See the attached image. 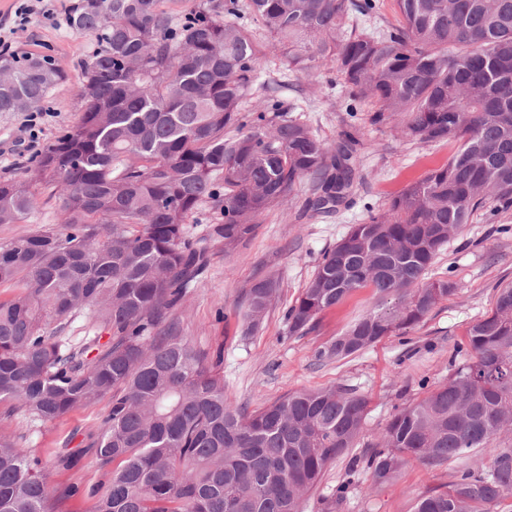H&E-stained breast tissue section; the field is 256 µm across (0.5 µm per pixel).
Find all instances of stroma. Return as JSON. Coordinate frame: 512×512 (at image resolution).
I'll use <instances>...</instances> for the list:
<instances>
[{
	"instance_id": "35a3bbf8",
	"label": "stroma",
	"mask_w": 512,
	"mask_h": 512,
	"mask_svg": "<svg viewBox=\"0 0 512 512\" xmlns=\"http://www.w3.org/2000/svg\"><path fill=\"white\" fill-rule=\"evenodd\" d=\"M21 0H0V36L10 38L15 51L52 56L67 78L52 90L45 116L36 129L27 126L24 112H0V176L29 165L80 115L79 64L101 46L92 35L74 33L67 23L68 0H39L27 23L15 11ZM260 84L278 88L280 95L301 111V117L328 142L342 132L353 134L361 179L352 201L336 212L309 216L305 203L312 191L303 181L288 205L262 215L253 237L232 252L216 247L197 288L178 312L185 336L195 347L224 354V384L235 405L251 411L292 391L343 386L369 400L368 414L351 456L378 447L393 413L423 398L429 389L447 380L462 362L460 349L468 326L489 313L499 288L512 283V210L478 211L462 225L437 257L432 275L448 277L455 291L441 300L418 326L387 337L347 359L319 363L315 350L341 335L357 319L382 302L363 288L322 315L306 335L288 333L285 312L313 276L323 254L333 248L350 225L381 211L387 199L410 181L447 161L455 145L444 142L420 146L403 140L398 117L375 122L372 102H355L336 76L335 66L289 71L273 50L261 60ZM281 279L278 304L261 331L242 334L241 307L246 290L266 275ZM108 399L72 411L45 424L23 415L0 419V433L23 435L24 444L47 462L51 482L94 483L105 471L86 454L87 434L108 409ZM67 449L82 453L79 469L66 471L55 455ZM351 457L336 461L316 489L302 503L303 512H414L417 498L433 489H445L463 465L475 466L483 456L472 453L438 467L406 462L398 476L379 486L364 470H351ZM344 500L334 504L335 493Z\"/></svg>"
}]
</instances>
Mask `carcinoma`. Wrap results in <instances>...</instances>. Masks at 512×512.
I'll list each match as a JSON object with an SVG mask.
<instances>
[{"instance_id":"obj_1","label":"carcinoma","mask_w":512,"mask_h":512,"mask_svg":"<svg viewBox=\"0 0 512 512\" xmlns=\"http://www.w3.org/2000/svg\"><path fill=\"white\" fill-rule=\"evenodd\" d=\"M400 24H354L377 0H79L68 16L102 48L82 62L81 117L38 155L59 222L0 240V404L6 418L52 422L110 397L89 450L112 466L84 487L50 482L42 459L0 434V512H64L95 498L94 512H301L302 500L352 448L368 399L341 386L289 393L252 413L224 389L221 353L182 336L177 310L209 263L189 217L210 202L224 223L209 240L228 253L297 183L318 180L311 209L346 205L357 178L352 140L328 143L293 108L254 98L260 51L237 19L249 13L290 69L333 63L353 97L401 115L402 135L456 143L448 161L405 185L385 211L353 225L325 252L287 311L303 336L361 289L392 295L314 357L345 359L423 322L455 291L426 276L452 232L486 204L512 208V0H396ZM65 79L52 58L0 57V112H36ZM26 178L0 180V224L40 208ZM280 297L269 275L247 290L249 336ZM85 317L109 333L77 346L63 320ZM467 359L448 380L387 422L383 444L353 459L377 485L403 464L438 466L480 449L445 491L414 512H495L512 497V285L470 325Z\"/></svg>"}]
</instances>
